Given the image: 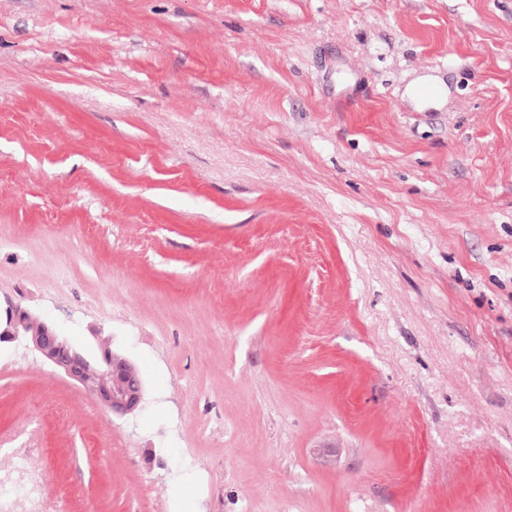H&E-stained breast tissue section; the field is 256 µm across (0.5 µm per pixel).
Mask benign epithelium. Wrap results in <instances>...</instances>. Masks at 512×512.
<instances>
[{
    "mask_svg": "<svg viewBox=\"0 0 512 512\" xmlns=\"http://www.w3.org/2000/svg\"><path fill=\"white\" fill-rule=\"evenodd\" d=\"M1 340L24 341L42 361L82 385L114 413H131L143 402L144 381L129 358L106 349L92 360L60 336L51 324L18 307L6 309L4 326L0 327Z\"/></svg>",
    "mask_w": 512,
    "mask_h": 512,
    "instance_id": "1",
    "label": "benign epithelium"
}]
</instances>
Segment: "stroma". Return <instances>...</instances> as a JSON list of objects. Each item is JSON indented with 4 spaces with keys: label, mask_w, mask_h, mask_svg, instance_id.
<instances>
[{
    "label": "stroma",
    "mask_w": 512,
    "mask_h": 512,
    "mask_svg": "<svg viewBox=\"0 0 512 512\" xmlns=\"http://www.w3.org/2000/svg\"><path fill=\"white\" fill-rule=\"evenodd\" d=\"M12 305L17 512H512V0H0ZM22 340L28 348L82 385L112 413H132L142 404L145 385L135 364L126 356L106 349L94 360L86 357L55 328L18 307L5 311L0 341Z\"/></svg>",
    "instance_id": "stroma-1"
}]
</instances>
